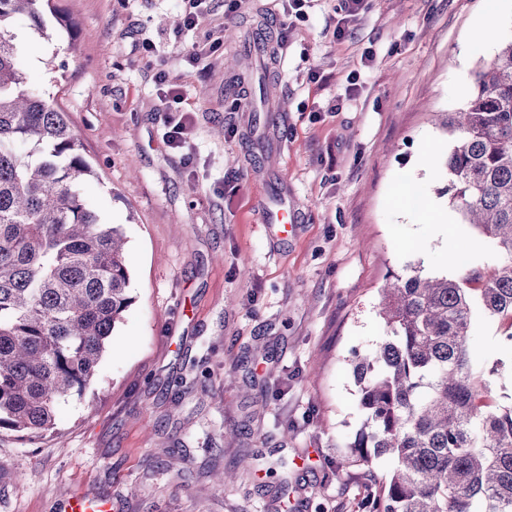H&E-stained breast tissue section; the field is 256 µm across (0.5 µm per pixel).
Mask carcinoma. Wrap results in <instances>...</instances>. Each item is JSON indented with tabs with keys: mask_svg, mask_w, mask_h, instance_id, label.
<instances>
[{
	"mask_svg": "<svg viewBox=\"0 0 512 512\" xmlns=\"http://www.w3.org/2000/svg\"><path fill=\"white\" fill-rule=\"evenodd\" d=\"M0 0V433L32 440L94 379L133 303L126 241L83 196L96 171L67 113L31 92L16 66L13 21L60 38L42 2ZM452 139L444 193L462 222L495 245L499 263L462 279L412 269L381 288L391 329L353 366L364 427L354 458L371 469L364 512H512V402L494 400L471 342L475 312L507 325L512 346V38L473 71Z\"/></svg>",
	"mask_w": 512,
	"mask_h": 512,
	"instance_id": "cac0c4a2",
	"label": "carcinoma"
}]
</instances>
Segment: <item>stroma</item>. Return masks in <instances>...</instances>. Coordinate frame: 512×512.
I'll return each mask as SVG.
<instances>
[{
    "instance_id": "35a3bbf8",
    "label": "stroma",
    "mask_w": 512,
    "mask_h": 512,
    "mask_svg": "<svg viewBox=\"0 0 512 512\" xmlns=\"http://www.w3.org/2000/svg\"><path fill=\"white\" fill-rule=\"evenodd\" d=\"M71 38L16 19V61L67 110L83 187L128 240L134 298L94 382L35 442L0 433V512L93 497L112 512H359L354 354L390 331L379 288L416 267L461 278L495 249L443 189L470 72L512 37V0H55ZM267 33L277 57L228 62ZM224 43L217 51L215 37ZM193 116L167 143L168 89ZM285 205L277 233L260 214ZM475 313L495 398L512 348ZM237 468L217 487L216 473Z\"/></svg>"
}]
</instances>
